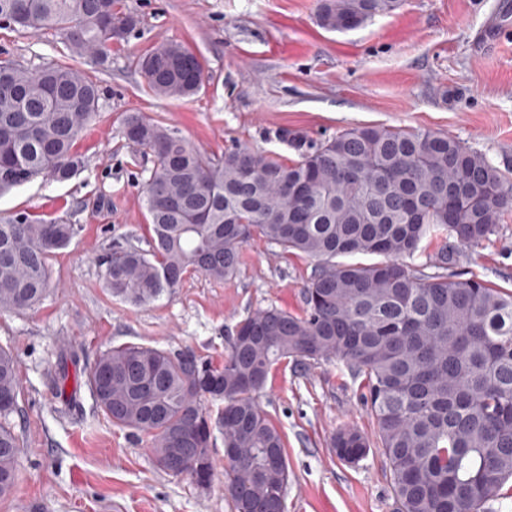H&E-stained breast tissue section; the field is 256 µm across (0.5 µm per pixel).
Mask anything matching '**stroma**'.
I'll list each match as a JSON object with an SVG mask.
<instances>
[{"label": "stroma", "instance_id": "stroma-1", "mask_svg": "<svg viewBox=\"0 0 512 512\" xmlns=\"http://www.w3.org/2000/svg\"><path fill=\"white\" fill-rule=\"evenodd\" d=\"M498 0H401L392 13L347 31L321 27L317 0H120L139 24L90 66L99 115L80 135L84 169L66 182L42 179L0 196V219L27 212L77 225L51 259V286L20 313L0 312V345L17 359L16 431L21 456L0 512H232L224 478L202 490L161 470L151 438L112 425L88 388L66 408L54 389L58 363L77 352L93 362L123 343L193 351L219 363L225 340L252 310L303 309L315 268L267 241L242 249L236 275L216 281L188 271L172 295L136 306L112 297L99 259L112 245L147 251L144 207L151 167L123 135L139 112L178 130L192 146L221 154L247 147L296 159L286 130L320 142L363 126L451 135L512 169V25L480 43ZM184 43L203 64L189 98L155 96L134 61L158 42ZM0 58L34 68L69 62L62 37L0 28ZM452 273L512 292V212L476 251H460ZM362 377L332 360L275 366L259 395L281 432L290 481L286 512H396L390 471ZM372 442L359 463L330 446L338 428Z\"/></svg>", "mask_w": 512, "mask_h": 512}]
</instances>
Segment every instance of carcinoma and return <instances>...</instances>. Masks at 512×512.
I'll list each match as a JSON object with an SVG mask.
<instances>
[{"instance_id":"obj_1","label":"carcinoma","mask_w":512,"mask_h":512,"mask_svg":"<svg viewBox=\"0 0 512 512\" xmlns=\"http://www.w3.org/2000/svg\"><path fill=\"white\" fill-rule=\"evenodd\" d=\"M398 5L319 0L318 17L325 29L347 31ZM0 17L18 30L55 31L73 55L98 62L138 24L118 0H0ZM137 65L159 96L201 87L202 64L180 43H160ZM98 107L96 82L78 67L0 61V195L38 177L75 176L84 160L74 142ZM128 132L152 162L145 205L153 237L146 253L118 245L101 258L112 296L157 301L190 268L230 278L253 237L316 267L303 314L253 311L222 363L143 344L102 352L83 377L112 424L150 435L158 466L203 489L220 433L235 449L224 459L232 512H285L287 454L256 394L284 360L336 359L364 377L397 512H493L512 480V293L448 269L458 250L496 234L512 209V178L432 131L354 127L320 143L294 139L291 163L247 148L207 154L139 113L123 120ZM75 234L73 224L27 212L0 221V311L42 299L49 260ZM433 240L432 272L403 262ZM357 254L384 261L336 263ZM19 393L15 356L0 346V497L18 477L11 417ZM331 447L356 463L370 444L349 427Z\"/></svg>"}]
</instances>
